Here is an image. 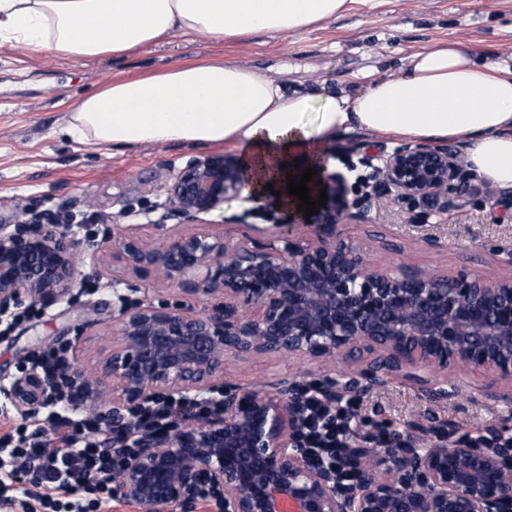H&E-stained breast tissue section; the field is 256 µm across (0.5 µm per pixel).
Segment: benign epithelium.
<instances>
[{"label":"benign epithelium","instance_id":"obj_1","mask_svg":"<svg viewBox=\"0 0 512 512\" xmlns=\"http://www.w3.org/2000/svg\"><path fill=\"white\" fill-rule=\"evenodd\" d=\"M312 200L326 205L296 224L274 225L266 243L234 241L202 227L147 238L122 230L90 253L107 252L134 270L178 286L173 306L130 301L112 316V347L83 366L67 350L0 383V396L34 418L49 405L112 422V447L125 412L149 401L209 395L216 409L199 422L140 431L135 451L112 473L113 488L142 512H512V443L442 434L420 425L388 432L374 450L356 447L328 466L300 448L303 382L274 378L245 391L224 382L231 359L254 353L299 357L323 367L310 384L330 409L347 396L404 377L432 399L459 394L439 386L450 366L512 381V277L379 268L366 247L345 240L330 220L364 223L386 200L448 210L469 174L448 148L407 142L382 159L370 192L350 199L339 172L316 165ZM171 210L208 214L231 199L267 206L240 160H193L167 186ZM78 231L58 217L0 225V317L26 302L52 306L75 286ZM372 356L356 373L336 361ZM389 463L380 471L382 462Z\"/></svg>","mask_w":512,"mask_h":512}]
</instances>
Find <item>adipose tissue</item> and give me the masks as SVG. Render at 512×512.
<instances>
[{
    "instance_id": "obj_1",
    "label": "adipose tissue",
    "mask_w": 512,
    "mask_h": 512,
    "mask_svg": "<svg viewBox=\"0 0 512 512\" xmlns=\"http://www.w3.org/2000/svg\"><path fill=\"white\" fill-rule=\"evenodd\" d=\"M348 0H0V44L69 58L120 56L175 35L217 41L299 33ZM73 139L115 149L178 142L236 152L250 179L291 173L339 134L460 143L480 179L512 191V63L465 43L411 54L402 74L332 95L288 90L238 62L170 66L115 80L70 112Z\"/></svg>"
}]
</instances>
